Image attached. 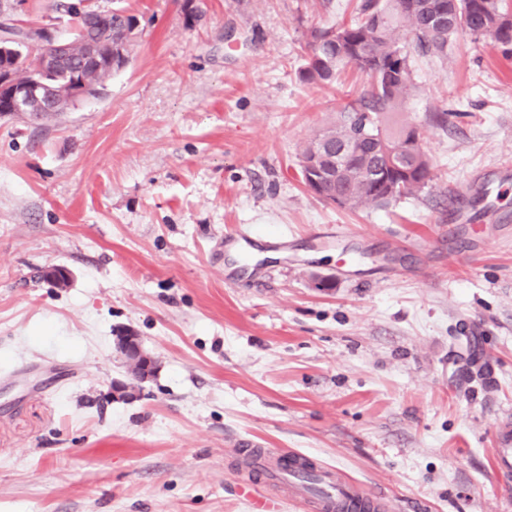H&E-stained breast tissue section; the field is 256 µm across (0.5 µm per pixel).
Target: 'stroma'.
Returning <instances> with one entry per match:
<instances>
[{"label": "stroma", "instance_id": "35a3bbf8", "mask_svg": "<svg viewBox=\"0 0 512 512\" xmlns=\"http://www.w3.org/2000/svg\"><path fill=\"white\" fill-rule=\"evenodd\" d=\"M57 0H0L70 26ZM141 23L104 94L0 115V512H251L231 443L339 471L389 512H512V51L411 52L419 193L322 201L303 147L367 77L299 76L359 0H92ZM247 228L244 257L224 237ZM52 265L66 287L40 278ZM329 287H322V280ZM156 361L133 381L121 331ZM116 383L126 393L113 392ZM508 432L507 429L503 431L502 448H498L497 472L503 482L510 484L512 482V448L508 447L512 442H510Z\"/></svg>", "mask_w": 512, "mask_h": 512}]
</instances>
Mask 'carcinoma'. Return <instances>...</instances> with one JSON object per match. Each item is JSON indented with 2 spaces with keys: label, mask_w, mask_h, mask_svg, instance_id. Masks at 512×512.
<instances>
[{
  "label": "carcinoma",
  "mask_w": 512,
  "mask_h": 512,
  "mask_svg": "<svg viewBox=\"0 0 512 512\" xmlns=\"http://www.w3.org/2000/svg\"><path fill=\"white\" fill-rule=\"evenodd\" d=\"M512 45V12L504 0H363L348 23L312 34L310 53L300 78L307 83H332L339 70L353 66L370 79L367 96L346 107L342 120L315 136L302 150L301 162L323 151L354 144L352 160L336 169L334 203L352 209L383 207L420 192L430 180V160L422 147L407 150L417 130L405 123H392L414 87L407 46L422 53L448 54V45L460 35ZM112 47L104 48L114 58L132 57L135 45L110 36ZM73 66L56 78L63 103L69 102L72 84L85 81L105 86L113 71L84 68L80 59L86 41L72 37ZM393 162L398 176L378 188L370 176L380 166Z\"/></svg>",
  "instance_id": "carcinoma-1"
}]
</instances>
